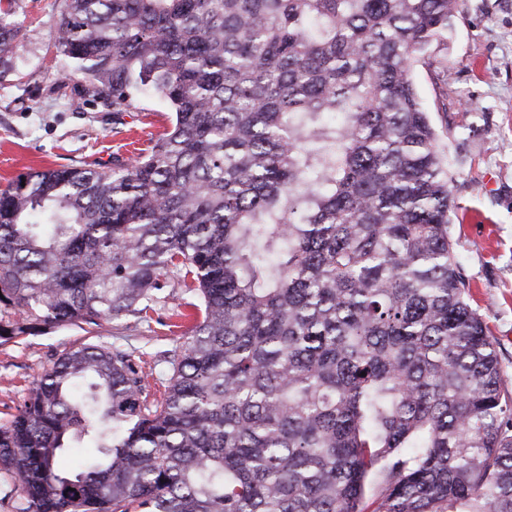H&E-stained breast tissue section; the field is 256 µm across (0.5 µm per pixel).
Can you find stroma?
<instances>
[{"label":"stroma","mask_w":512,"mask_h":512,"mask_svg":"<svg viewBox=\"0 0 512 512\" xmlns=\"http://www.w3.org/2000/svg\"><path fill=\"white\" fill-rule=\"evenodd\" d=\"M62 0H24L15 16L23 33L12 55V87L0 89V186L29 170L89 162L111 167L113 157L147 150L171 114L159 98L143 95L125 112L98 111L84 100L58 97L64 74L52 24ZM448 81L440 83L439 68ZM414 81L449 156L465 165L456 174L459 209L451 236L470 304L498 343L505 388L512 393V0H463V11L432 67L417 66ZM165 299L137 330L124 320L103 323L101 335L135 349L150 393L163 392L174 349L170 324L185 297L168 286ZM60 326L0 344V424L8 423L42 373L65 349L87 339Z\"/></svg>","instance_id":"stroma-1"}]
</instances>
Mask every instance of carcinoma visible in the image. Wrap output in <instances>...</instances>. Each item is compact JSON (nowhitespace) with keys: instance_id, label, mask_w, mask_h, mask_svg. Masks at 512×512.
<instances>
[{"instance_id":"1","label":"carcinoma","mask_w":512,"mask_h":512,"mask_svg":"<svg viewBox=\"0 0 512 512\" xmlns=\"http://www.w3.org/2000/svg\"><path fill=\"white\" fill-rule=\"evenodd\" d=\"M63 2L57 95L151 93L171 126L0 190V343L145 321L169 283L190 326L151 402L102 339L44 371L0 426L17 512H512V395L413 79L463 0Z\"/></svg>"}]
</instances>
